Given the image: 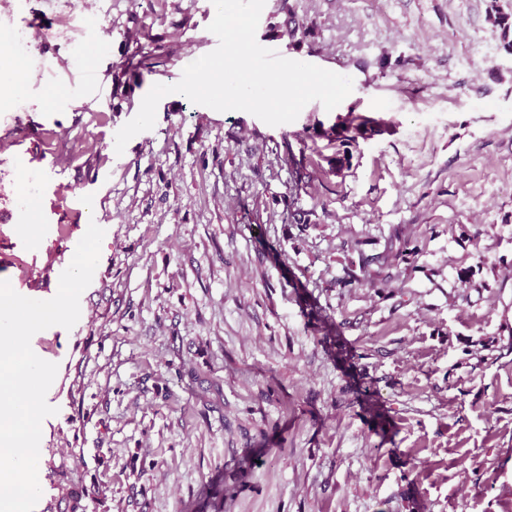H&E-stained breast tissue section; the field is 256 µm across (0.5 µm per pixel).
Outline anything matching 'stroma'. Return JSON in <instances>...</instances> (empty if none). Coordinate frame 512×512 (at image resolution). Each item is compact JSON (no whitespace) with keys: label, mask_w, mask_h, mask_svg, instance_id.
I'll return each mask as SVG.
<instances>
[{"label":"stroma","mask_w":512,"mask_h":512,"mask_svg":"<svg viewBox=\"0 0 512 512\" xmlns=\"http://www.w3.org/2000/svg\"><path fill=\"white\" fill-rule=\"evenodd\" d=\"M27 0L0 97V280L53 298L108 225L57 363L35 512H512V54L488 0H266L256 39L353 80L291 123L153 85L211 0ZM298 36H290V29ZM152 66L123 62L135 49ZM95 74L99 93L86 87ZM35 221L36 234L24 229ZM0 41L11 49L15 58L24 66L28 65L29 69L36 66L39 60V41L30 29L2 25L0 22Z\"/></svg>","instance_id":"35a3bbf8"}]
</instances>
